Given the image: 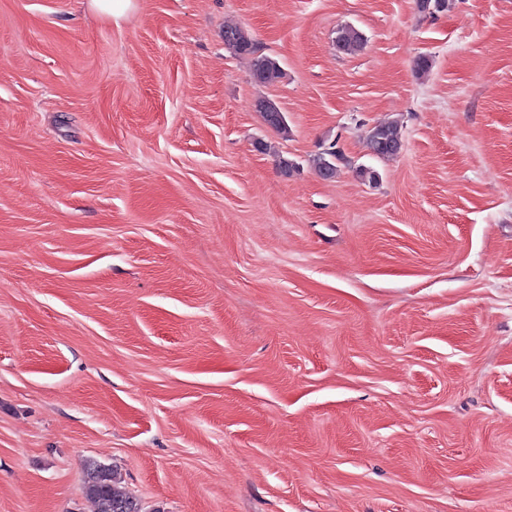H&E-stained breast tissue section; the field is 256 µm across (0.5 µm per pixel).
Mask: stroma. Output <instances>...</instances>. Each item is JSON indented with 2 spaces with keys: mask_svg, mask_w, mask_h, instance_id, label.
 Returning a JSON list of instances; mask_svg holds the SVG:
<instances>
[{
  "mask_svg": "<svg viewBox=\"0 0 512 512\" xmlns=\"http://www.w3.org/2000/svg\"><path fill=\"white\" fill-rule=\"evenodd\" d=\"M89 459L143 512H512V0H0V512H93ZM91 6L101 16L118 21L133 7V0H91ZM224 43L229 50H233L235 55L249 60L250 73L254 82L261 85H274L283 78L284 71L280 60L272 54L262 52L244 28L233 24L225 25ZM364 35L353 26H344L336 31V47L345 54H355L363 48ZM255 108L257 112L262 114L265 122L271 128L282 134L287 133L288 126L285 115L275 101L269 98L258 99L255 104ZM276 115H280V118L276 117ZM369 148L379 158L399 153L403 144L402 125L398 121H387L374 125L367 135ZM341 160L342 154L336 150L335 143H330L312 157V165L320 177L328 179L335 171L337 172V162Z\"/></svg>",
  "mask_w": 512,
  "mask_h": 512,
  "instance_id": "obj_1",
  "label": "stroma"
}]
</instances>
